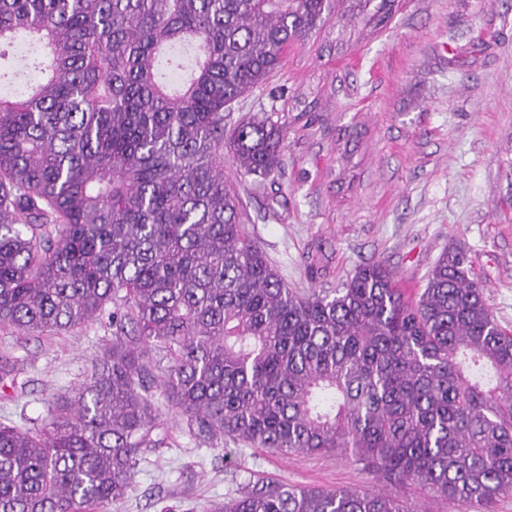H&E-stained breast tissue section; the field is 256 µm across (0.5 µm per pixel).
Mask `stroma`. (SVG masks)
<instances>
[{"label": "stroma", "instance_id": "stroma-1", "mask_svg": "<svg viewBox=\"0 0 512 512\" xmlns=\"http://www.w3.org/2000/svg\"><path fill=\"white\" fill-rule=\"evenodd\" d=\"M282 129L279 172L224 160L240 222L289 287L335 288L379 261L407 293L445 251H466L487 305L512 331V0H398L381 30L339 15L289 47L280 67L224 114ZM112 342L107 317L39 336L0 328V422L46 424ZM169 447L147 454L125 498L103 512H210L254 482L384 490L342 456L201 446L160 403Z\"/></svg>", "mask_w": 512, "mask_h": 512}]
</instances>
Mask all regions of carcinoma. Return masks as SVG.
Listing matches in <instances>:
<instances>
[{"label":"carcinoma","mask_w":512,"mask_h":512,"mask_svg":"<svg viewBox=\"0 0 512 512\" xmlns=\"http://www.w3.org/2000/svg\"><path fill=\"white\" fill-rule=\"evenodd\" d=\"M397 0H0V60L27 36L45 77L0 95V326L23 335L108 313L112 345L30 433L0 423V512H100L169 447L161 387L192 436L340 454L464 505L512 495V332L467 253L413 300L380 262L340 287H288L239 224L224 151L266 179L268 117L224 112L288 47ZM212 512H418L399 491L254 485Z\"/></svg>","instance_id":"cac0c4a2"}]
</instances>
